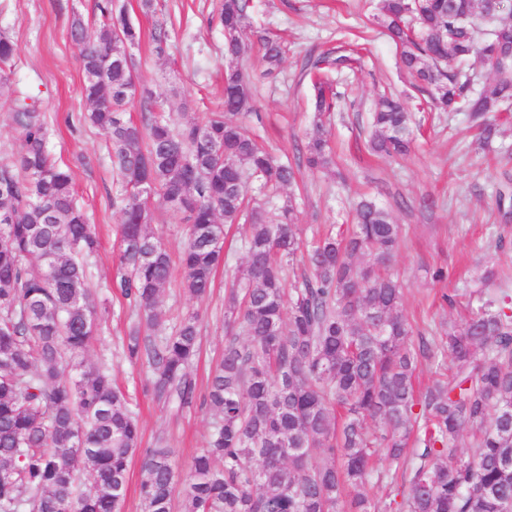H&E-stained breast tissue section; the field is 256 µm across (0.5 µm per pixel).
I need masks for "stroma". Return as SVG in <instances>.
Returning <instances> with one entry per match:
<instances>
[{"label": "stroma", "instance_id": "obj_1", "mask_svg": "<svg viewBox=\"0 0 512 512\" xmlns=\"http://www.w3.org/2000/svg\"><path fill=\"white\" fill-rule=\"evenodd\" d=\"M217 0H155L143 14L139 0H115L126 7L143 31L170 22L174 31L165 56L153 53L149 41L132 49L137 85L151 89L169 113L181 108L202 113L216 109L224 94V34L214 11ZM378 0H254L252 28L283 33L288 54L276 79L261 78L257 55L240 65L255 78L253 108L264 116L252 124L276 155L292 156L313 128L307 101L311 85L301 76L309 56L339 47L355 49L362 63L336 77L341 106L327 123L336 152L334 173L304 172L294 193L306 241L329 224H348L352 201L373 196L403 228L392 268L404 285V310L415 332L440 335L442 322L458 317V308L442 294L481 290L512 296V204L498 205L499 193L512 194V101L503 104L500 133L491 148L479 145L467 113L425 109V94L401 69L399 53L375 17ZM97 30L96 0H0V34L17 46L9 89L0 92V155L19 152L21 143L10 127L14 97L40 100L47 114L50 145L73 176L77 198L99 237L98 251L88 258L90 288L102 310L101 330L85 355L87 365H107L112 378L132 403L142 433L141 448L129 466L122 512H143L139 486L144 451L165 437L175 451L178 480L203 448L214 417L205 405L175 412L158 403L148 389L147 372L123 355L125 338L136 314L113 290L117 268L120 212L112 205L113 172L105 135L78 123L87 111L81 94L80 48L68 36L74 16ZM403 97L414 116V141L405 159L369 156L368 117L379 94ZM246 227L229 230L210 295L198 300L186 294L179 279L164 288L158 306L166 329L187 313L201 319V349L188 372L198 391H205L212 368L224 352L225 280L241 266ZM445 277L434 281V268Z\"/></svg>", "mask_w": 512, "mask_h": 512}]
</instances>
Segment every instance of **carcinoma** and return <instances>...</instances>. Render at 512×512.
Here are the masks:
<instances>
[{
	"mask_svg": "<svg viewBox=\"0 0 512 512\" xmlns=\"http://www.w3.org/2000/svg\"><path fill=\"white\" fill-rule=\"evenodd\" d=\"M253 0H219L217 20L233 24L221 108L175 120L147 88L135 123L136 93L127 46L140 26L112 0L92 39L76 16L71 40L81 46L82 89L89 110L77 117L108 139L119 206V265L114 287L139 321L126 357L150 373L153 397L192 406L188 367L200 349L197 314L163 333L157 312L173 264L151 229L150 201L187 225L179 253L181 287L203 298L221 260L225 227L244 222L245 263L224 302V353L203 405L215 422L191 463L181 512H378L365 494L385 491L384 512H512V303L479 295L468 316L450 321L439 339L414 336L403 284L382 268L401 229L373 199L359 201L355 223L324 231L306 245L295 198L270 213L274 196L308 170L335 167L322 117L338 107L336 72L360 63L353 53L324 52L305 64L317 121L293 158L281 160L243 126L252 111L250 76L238 66L249 46ZM379 20L400 48L402 67L441 111L465 110L484 144L498 135L489 114L512 99V77L479 94L470 59L488 72L512 55V15L492 0H380ZM170 29L157 23L150 42L165 54ZM266 79L277 77L285 40L257 35ZM15 46L0 34V90L10 86ZM367 149L408 152L411 117L383 96L372 112ZM11 127L21 150L0 161V512H121L128 464L141 443L138 420L105 365L85 353L101 311L83 258L99 246L95 226L76 201L72 175L48 145V121L28 96L13 102ZM439 347L448 374L422 390L421 360ZM468 436L469 446L459 440ZM405 466L374 468L380 452ZM173 451L144 454V512H173ZM94 490H78V475Z\"/></svg>",
	"mask_w": 512,
	"mask_h": 512,
	"instance_id": "cac0c4a2",
	"label": "carcinoma"
}]
</instances>
